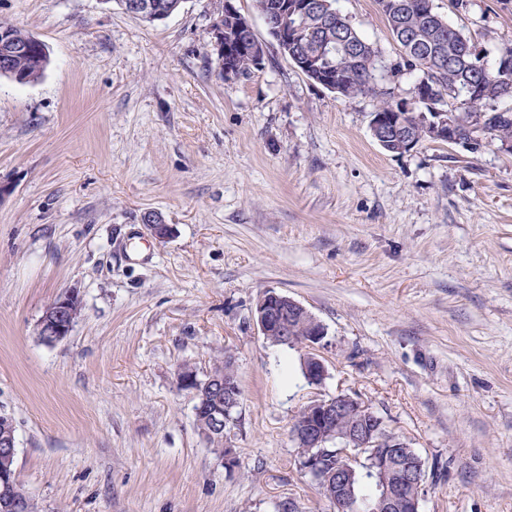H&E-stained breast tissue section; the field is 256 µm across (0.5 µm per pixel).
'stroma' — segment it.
Returning <instances> with one entry per match:
<instances>
[{
  "mask_svg": "<svg viewBox=\"0 0 512 512\" xmlns=\"http://www.w3.org/2000/svg\"><path fill=\"white\" fill-rule=\"evenodd\" d=\"M236 5L265 59L225 77L213 0L153 25L115 0H0L50 52L37 81L0 79V413L18 481L38 512H330L290 429L343 391L421 456V512H512V153L384 151L372 96L310 81ZM434 7L489 66L512 47V0ZM335 8L396 60L376 0ZM71 288L70 336L42 342ZM269 290L325 326L323 386L301 347L260 335ZM228 354L229 457L177 384L180 365L203 379ZM54 301L46 307L38 324V336L46 343L66 339L81 312V298L76 289L67 290Z\"/></svg>",
  "mask_w": 512,
  "mask_h": 512,
  "instance_id": "stroma-1",
  "label": "stroma"
}]
</instances>
